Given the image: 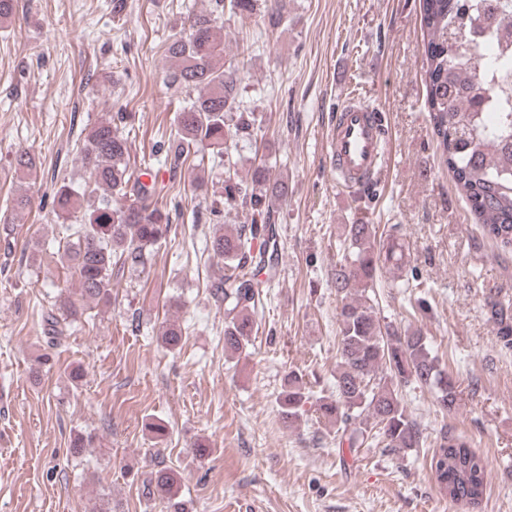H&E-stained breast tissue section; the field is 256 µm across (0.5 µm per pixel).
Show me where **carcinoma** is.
<instances>
[{
  "label": "carcinoma",
  "instance_id": "obj_1",
  "mask_svg": "<svg viewBox=\"0 0 512 512\" xmlns=\"http://www.w3.org/2000/svg\"><path fill=\"white\" fill-rule=\"evenodd\" d=\"M261 6L269 27L283 23L280 0H213L210 11L187 15L165 49L169 83L187 97L174 135L160 146L173 160L172 176L191 154L206 149L224 163L225 174L224 194L211 213L219 214L221 204L250 215V223L229 232L220 228L210 240L214 255L224 261V275L210 288L227 306L224 351L233 354L249 344L266 287L259 274L273 267L267 250L254 247L275 239L273 205L288 196V177L265 161L252 165L245 180L235 170L234 152L251 139L255 118L240 106L247 63L224 62L219 20L226 7L243 17ZM419 8L425 105L436 148L483 236L512 253V0H420ZM124 120L117 112L98 121L83 141L80 155L92 189L82 193L64 181L54 192L53 214L72 241L64 257L78 283L75 293L59 292L58 313L45 320L56 345L91 319L87 303L111 302L114 269L145 268L172 228L157 182H142L130 165L129 136L118 128ZM397 238L395 226L381 232L375 224L345 225L341 256L331 273L340 297L334 394L319 398V411L336 424V447L354 457L370 442L398 455L432 447L429 468L440 491L452 503L475 510L486 495V461L465 436L446 426L428 440L399 394L402 387L428 388L440 411L448 413L457 405L456 382L422 331H402L382 321L372 304ZM485 310L497 342L512 351V302L489 297ZM183 335L173 320L162 326L161 342L174 350ZM308 399L302 379L288 376V391L280 399L283 420H298ZM154 491L167 512H183L172 473L157 471Z\"/></svg>",
  "mask_w": 512,
  "mask_h": 512
}]
</instances>
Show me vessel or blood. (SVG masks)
Wrapping results in <instances>:
<instances>
[{
    "mask_svg": "<svg viewBox=\"0 0 512 512\" xmlns=\"http://www.w3.org/2000/svg\"><path fill=\"white\" fill-rule=\"evenodd\" d=\"M386 133L379 109L347 98L336 110L326 142L337 178L352 187L374 184L386 163Z\"/></svg>",
    "mask_w": 512,
    "mask_h": 512,
    "instance_id": "b4317fda",
    "label": "vessel or blood"
}]
</instances>
